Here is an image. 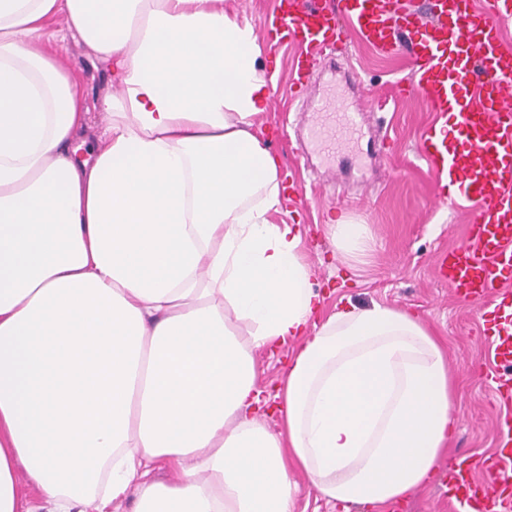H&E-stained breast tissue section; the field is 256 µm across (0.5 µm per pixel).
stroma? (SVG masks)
<instances>
[{
	"instance_id": "35a3bbf8",
	"label": "stroma",
	"mask_w": 512,
	"mask_h": 512,
	"mask_svg": "<svg viewBox=\"0 0 512 512\" xmlns=\"http://www.w3.org/2000/svg\"><path fill=\"white\" fill-rule=\"evenodd\" d=\"M276 6L277 0H224L225 10L247 17L264 45L270 92L262 116L264 136L282 162L283 218L299 227L312 281L323 298L322 312L330 314L349 302H379L421 318L448 354L456 390L459 419L445 461L469 456L477 464V477L486 478L483 462L495 450L491 429L498 408L476 369L488 357L479 335L480 311L458 301L435 272L438 253L465 241L467 215L460 206L434 203L435 180L418 154L421 132L433 114L401 104L366 117L374 141L364 169L354 171L345 157H337L335 188L317 187L307 170L295 167L294 132L308 118L300 113V101L289 97L296 47L265 29ZM45 38L79 84L91 127H99L98 104L111 87L110 69L62 22L48 25ZM347 47L346 54L336 57L337 72L319 70L314 81L320 88L333 80L347 84L351 107L365 108L372 93L408 72L405 52H380L356 37ZM342 215L368 224L371 232V250L355 262L342 259L328 235V224Z\"/></svg>"
}]
</instances>
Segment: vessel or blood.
Returning <instances> with one entry per match:
<instances>
[{
    "mask_svg": "<svg viewBox=\"0 0 512 512\" xmlns=\"http://www.w3.org/2000/svg\"><path fill=\"white\" fill-rule=\"evenodd\" d=\"M510 19L512 0H426L418 11L401 0H280L267 21L297 45L294 83L302 89L318 60L350 34L387 53L407 49V77L372 96L368 109L409 103L435 114L419 144L441 188L435 201L469 214L465 242L440 252L436 268L455 297L495 318L485 335L491 367L484 377L499 409L497 450L484 462L489 480L476 479L467 456L448 471L452 512H512V46L500 29ZM319 109L311 140L342 151L357 131L355 110L334 95Z\"/></svg>",
    "mask_w": 512,
    "mask_h": 512,
    "instance_id": "1",
    "label": "vessel or blood"
}]
</instances>
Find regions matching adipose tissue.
Wrapping results in <instances>:
<instances>
[{"instance_id":"1","label":"adipose tissue","mask_w":512,"mask_h":512,"mask_svg":"<svg viewBox=\"0 0 512 512\" xmlns=\"http://www.w3.org/2000/svg\"><path fill=\"white\" fill-rule=\"evenodd\" d=\"M59 15L112 69L85 159L83 93L43 41ZM263 54L224 0H0V512H35L19 465L50 512H293L294 469L385 512L438 469L458 421L440 342L378 303L320 318L275 221ZM330 230L343 258L370 247L367 224ZM290 341L269 390L255 355Z\"/></svg>"}]
</instances>
